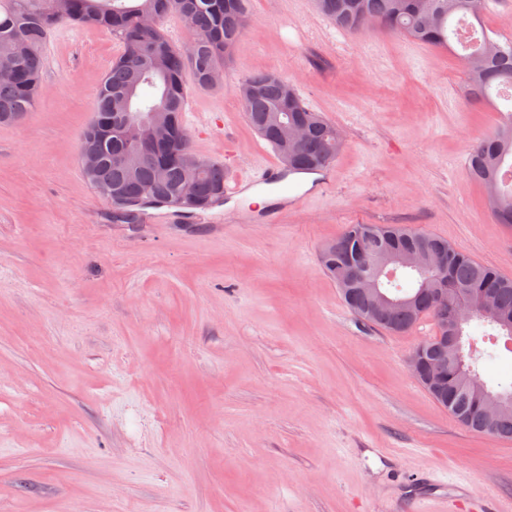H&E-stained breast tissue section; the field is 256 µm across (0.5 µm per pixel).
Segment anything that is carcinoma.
Here are the masks:
<instances>
[{
  "label": "carcinoma",
  "instance_id": "1",
  "mask_svg": "<svg viewBox=\"0 0 512 512\" xmlns=\"http://www.w3.org/2000/svg\"><path fill=\"white\" fill-rule=\"evenodd\" d=\"M250 0H68L65 10L54 9L53 0H0V67L13 71L0 81V125L17 124L30 112L42 93L44 66L42 45L48 32L62 24L99 26L112 31L123 44L112 62L97 96L95 121L85 130L81 148L96 155L86 178L100 193L112 194L117 218L126 224L137 218L130 203L149 199L166 203L179 199L186 182H193L196 198L191 207L201 212L224 199V166L201 161L187 170L175 155L171 142L189 144L183 122L186 90L183 73L192 70L199 88H212L211 78L223 72L225 49L236 45L249 17ZM319 10L336 27L358 32L371 22L437 47L456 43L472 101L502 99L501 119L472 148L468 171L479 170L477 182L485 191L488 213L498 224L512 226V40L490 41L477 33L468 42L456 40L457 24L481 20L488 0H317ZM176 13L193 35L181 46L160 28L166 16ZM252 89L243 99L245 117L262 140L279 152L280 125L305 124L308 132L288 148L290 174H311L331 163L342 145L336 125L308 107L290 78L258 72L240 81ZM425 238L430 248L448 252V295L457 290L492 291L498 309L512 313V279L493 266L481 264L452 248L448 241L395 224H352L339 238L322 248L321 263L332 281L347 265L373 268L387 244L396 249L414 246ZM379 287L398 296L419 294L412 308L392 314L372 311L370 297L360 285L344 298L362 321L390 333L402 334L421 320H440L433 298L436 284L414 274L398 273L379 282ZM463 349L477 347L485 339L506 338L492 321L474 317L461 327ZM430 363L448 357V378L432 397L467 429L497 438L512 439V409L495 418L483 404L489 396L512 398V380L489 385L478 372V356L468 358L460 370L443 344L432 336L419 344Z\"/></svg>",
  "mask_w": 512,
  "mask_h": 512
}]
</instances>
